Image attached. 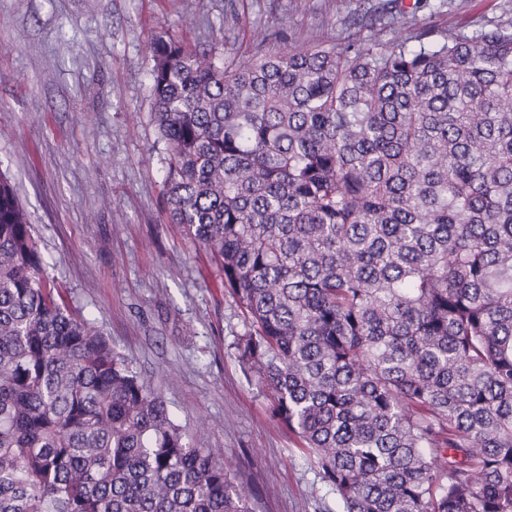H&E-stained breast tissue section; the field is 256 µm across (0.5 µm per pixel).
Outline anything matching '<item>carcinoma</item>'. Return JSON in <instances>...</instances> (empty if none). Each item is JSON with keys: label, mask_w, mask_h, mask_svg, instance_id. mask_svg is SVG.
Listing matches in <instances>:
<instances>
[{"label": "carcinoma", "mask_w": 512, "mask_h": 512, "mask_svg": "<svg viewBox=\"0 0 512 512\" xmlns=\"http://www.w3.org/2000/svg\"><path fill=\"white\" fill-rule=\"evenodd\" d=\"M233 67L150 41L167 218L340 512H512V21ZM0 512H254L55 288L0 173Z\"/></svg>", "instance_id": "cac0c4a2"}]
</instances>
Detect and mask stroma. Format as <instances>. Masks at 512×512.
Segmentation results:
<instances>
[{"instance_id": "obj_1", "label": "stroma", "mask_w": 512, "mask_h": 512, "mask_svg": "<svg viewBox=\"0 0 512 512\" xmlns=\"http://www.w3.org/2000/svg\"><path fill=\"white\" fill-rule=\"evenodd\" d=\"M384 0H0V172L31 216L47 271L131 358L196 444L218 448L256 512H338L232 348L247 325L220 269L169 223L151 120L149 41L226 64L284 45L391 44ZM435 34L512 18V0L418 6Z\"/></svg>"}]
</instances>
